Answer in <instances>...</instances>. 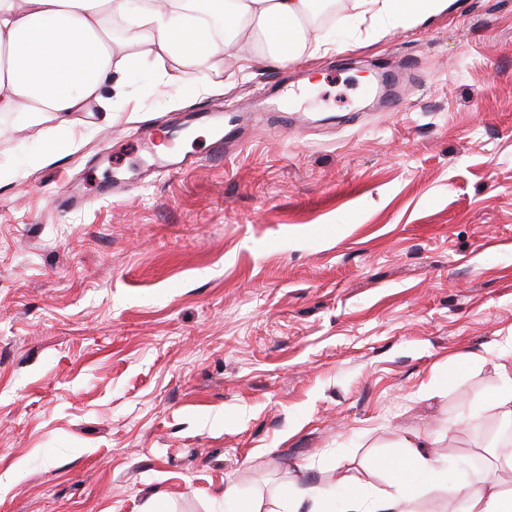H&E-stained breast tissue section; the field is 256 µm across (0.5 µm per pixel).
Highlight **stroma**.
Here are the masks:
<instances>
[{
	"mask_svg": "<svg viewBox=\"0 0 512 512\" xmlns=\"http://www.w3.org/2000/svg\"><path fill=\"white\" fill-rule=\"evenodd\" d=\"M353 12L328 53L197 61L209 94L149 58L66 124L0 114V512H234L228 485L274 512L294 481L388 489L427 433L512 489L498 417L463 419L512 333V0ZM284 83L310 100L275 120ZM226 109L253 118L215 156ZM172 121L178 173L136 142ZM454 0H361L359 21L368 17L379 29L409 28L447 9Z\"/></svg>",
	"mask_w": 512,
	"mask_h": 512,
	"instance_id": "obj_1",
	"label": "stroma"
}]
</instances>
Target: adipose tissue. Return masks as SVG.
I'll return each instance as SVG.
<instances>
[{"mask_svg":"<svg viewBox=\"0 0 512 512\" xmlns=\"http://www.w3.org/2000/svg\"><path fill=\"white\" fill-rule=\"evenodd\" d=\"M198 0H0V112H25L32 122L85 111L99 101L113 73L134 62L107 32L106 16H134L152 32L155 58L178 60L182 79L196 82L198 59L223 55L225 45L265 44L259 58L279 65L308 46L322 47L311 25L314 0H207L224 21L215 38L198 13ZM453 0H360L362 17L380 29L409 28L447 9ZM468 512H512V493L496 481L463 487ZM337 512H414L402 480L385 497L351 493Z\"/></svg>","mask_w":512,"mask_h":512,"instance_id":"obj_1","label":"adipose tissue"}]
</instances>
